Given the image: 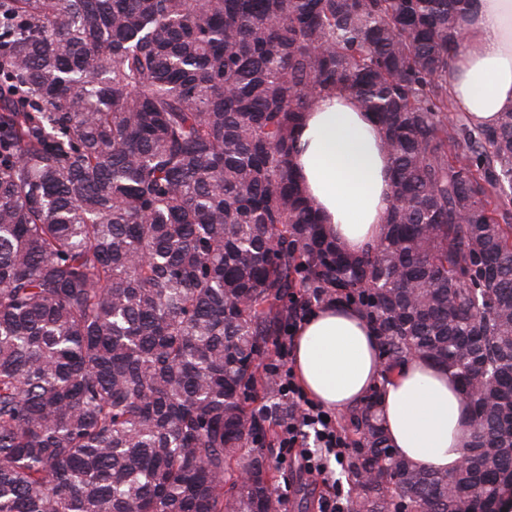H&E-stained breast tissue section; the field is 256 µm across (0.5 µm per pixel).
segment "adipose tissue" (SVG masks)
Wrapping results in <instances>:
<instances>
[{
    "label": "adipose tissue",
    "mask_w": 512,
    "mask_h": 512,
    "mask_svg": "<svg viewBox=\"0 0 512 512\" xmlns=\"http://www.w3.org/2000/svg\"><path fill=\"white\" fill-rule=\"evenodd\" d=\"M466 38L452 61L448 94L456 112L494 125L512 110V0H473ZM385 134L351 96H317L298 130L293 161L328 233L350 253L381 238L392 199V160ZM293 370L307 397L335 410L361 402L381 386L388 442L405 458L441 471L462 461L468 407L448 369L420 357L382 376L374 332L354 308L326 305L298 329Z\"/></svg>",
    "instance_id": "1"
}]
</instances>
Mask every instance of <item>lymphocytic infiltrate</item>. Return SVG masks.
<instances>
[{"label":"lymphocytic infiltrate","mask_w":512,"mask_h":512,"mask_svg":"<svg viewBox=\"0 0 512 512\" xmlns=\"http://www.w3.org/2000/svg\"><path fill=\"white\" fill-rule=\"evenodd\" d=\"M300 319L288 323L285 336L279 337V358L270 370L278 381V397L284 407L279 420L276 460L281 464L298 463L300 469L326 488L318 499L319 512H346L349 496L336 476L338 465L349 454V443L337 419L327 409L308 398L295 381L291 356Z\"/></svg>","instance_id":"lymphocytic-infiltrate-1"}]
</instances>
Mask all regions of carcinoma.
Segmentation results:
<instances>
[{
	"instance_id": "cac0c4a2",
	"label": "carcinoma",
	"mask_w": 512,
	"mask_h": 512,
	"mask_svg": "<svg viewBox=\"0 0 512 512\" xmlns=\"http://www.w3.org/2000/svg\"><path fill=\"white\" fill-rule=\"evenodd\" d=\"M469 0H0V512H284L253 450L269 340L308 302L461 383L466 464L343 416L347 512L512 495V110L448 119ZM375 114L379 244L328 238L292 164L311 99Z\"/></svg>"
}]
</instances>
